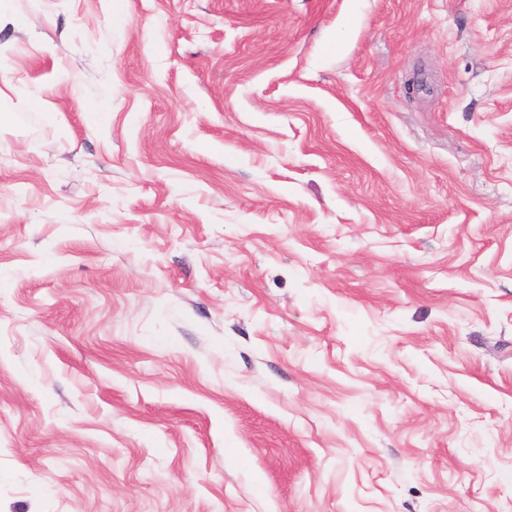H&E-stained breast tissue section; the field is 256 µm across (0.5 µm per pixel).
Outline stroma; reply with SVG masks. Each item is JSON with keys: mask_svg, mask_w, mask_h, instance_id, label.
Returning a JSON list of instances; mask_svg holds the SVG:
<instances>
[{"mask_svg": "<svg viewBox=\"0 0 512 512\" xmlns=\"http://www.w3.org/2000/svg\"><path fill=\"white\" fill-rule=\"evenodd\" d=\"M0 512H512V0H0Z\"/></svg>", "mask_w": 512, "mask_h": 512, "instance_id": "1", "label": "stroma"}]
</instances>
